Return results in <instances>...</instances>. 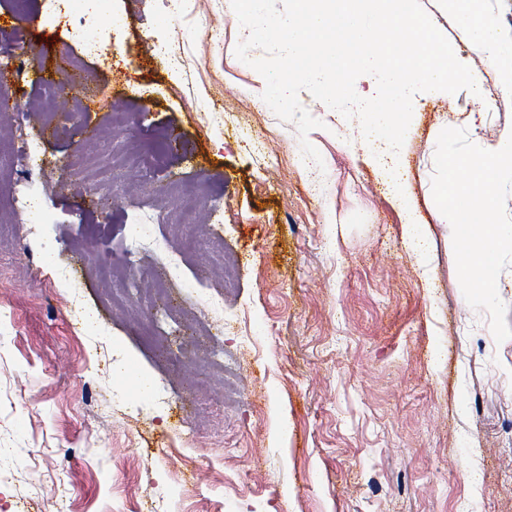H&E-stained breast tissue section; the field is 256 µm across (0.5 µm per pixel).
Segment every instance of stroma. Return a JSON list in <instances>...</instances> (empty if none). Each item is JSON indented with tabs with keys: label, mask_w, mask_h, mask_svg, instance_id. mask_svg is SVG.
<instances>
[{
	"label": "stroma",
	"mask_w": 512,
	"mask_h": 512,
	"mask_svg": "<svg viewBox=\"0 0 512 512\" xmlns=\"http://www.w3.org/2000/svg\"><path fill=\"white\" fill-rule=\"evenodd\" d=\"M486 95L417 93L398 159L432 249L422 272L373 145L308 91L307 138L262 108L264 78L240 61L230 0H111L109 14L65 0H0V64L44 51L29 78L0 82L17 123L0 124V512H512V339L496 343L448 257L432 195L437 138L463 128L489 148L512 130V95L455 27L449 0H419ZM82 77L83 111L45 128L43 85ZM112 174L76 180L85 141ZM45 164L43 221L11 208L26 140ZM309 141L321 163L303 156ZM273 155L275 164L263 162ZM178 191L153 204L152 184ZM198 200L169 243L182 254L174 302L224 325L196 341L173 329L180 365L159 361L113 276L142 213ZM138 370L140 394L120 379ZM288 436H275V418Z\"/></svg>",
	"instance_id": "stroma-1"
}]
</instances>
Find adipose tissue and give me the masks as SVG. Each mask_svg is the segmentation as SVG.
<instances>
[{
	"mask_svg": "<svg viewBox=\"0 0 512 512\" xmlns=\"http://www.w3.org/2000/svg\"><path fill=\"white\" fill-rule=\"evenodd\" d=\"M473 0H452L456 18L468 46L486 52L498 62L500 79L512 88V48L503 42L497 25L487 19H476Z\"/></svg>",
	"mask_w": 512,
	"mask_h": 512,
	"instance_id": "obj_1",
	"label": "adipose tissue"
}]
</instances>
